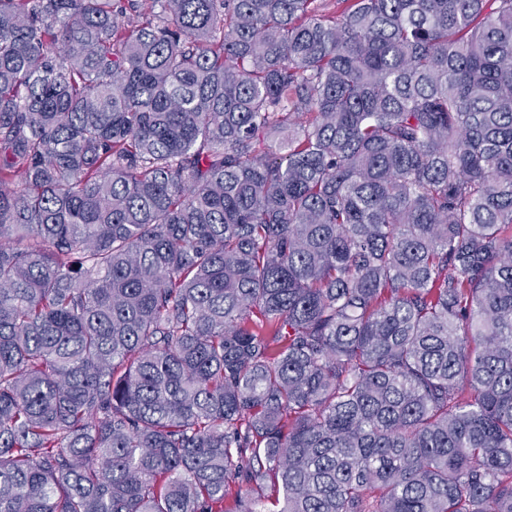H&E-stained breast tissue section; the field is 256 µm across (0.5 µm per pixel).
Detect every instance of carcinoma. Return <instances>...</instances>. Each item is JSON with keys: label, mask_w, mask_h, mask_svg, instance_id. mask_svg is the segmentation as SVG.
Returning <instances> with one entry per match:
<instances>
[{"label": "carcinoma", "mask_w": 512, "mask_h": 512, "mask_svg": "<svg viewBox=\"0 0 512 512\" xmlns=\"http://www.w3.org/2000/svg\"><path fill=\"white\" fill-rule=\"evenodd\" d=\"M512 512V0H0V512Z\"/></svg>", "instance_id": "carcinoma-1"}]
</instances>
